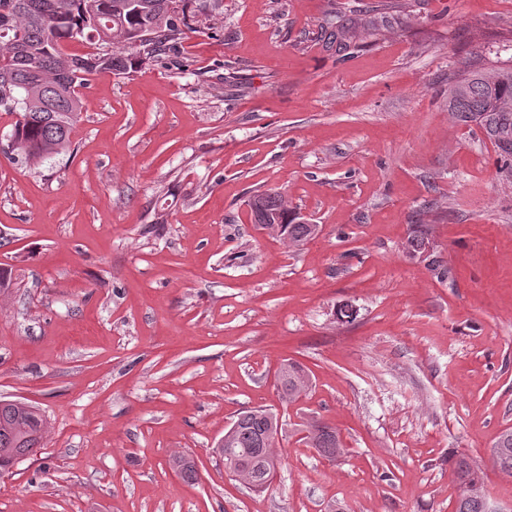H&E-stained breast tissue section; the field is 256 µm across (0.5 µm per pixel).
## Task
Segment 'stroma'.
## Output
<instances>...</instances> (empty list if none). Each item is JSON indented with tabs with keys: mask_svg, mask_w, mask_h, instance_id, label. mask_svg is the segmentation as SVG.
<instances>
[{
	"mask_svg": "<svg viewBox=\"0 0 512 512\" xmlns=\"http://www.w3.org/2000/svg\"><path fill=\"white\" fill-rule=\"evenodd\" d=\"M334 3L224 0L184 69L91 77L70 152H0V398L47 419L0 512H455L459 455L512 507L490 453L512 428V179L443 97L451 72L512 65V0H411L344 60L318 40ZM257 190L316 237L260 231ZM417 224L448 278L409 255ZM286 359L311 379L292 404ZM258 406L281 430L252 492L213 449ZM317 421L336 459L302 443Z\"/></svg>",
	"mask_w": 512,
	"mask_h": 512,
	"instance_id": "1",
	"label": "stroma"
}]
</instances>
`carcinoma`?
Returning <instances> with one entry per match:
<instances>
[{
	"mask_svg": "<svg viewBox=\"0 0 512 512\" xmlns=\"http://www.w3.org/2000/svg\"><path fill=\"white\" fill-rule=\"evenodd\" d=\"M0 0V108L15 114L10 136L12 150L27 161L43 162L71 147V133L82 109L74 88L101 74L129 75L162 52H173L187 26V13L219 15L223 0ZM408 4L381 0L372 6L368 25L383 22L386 11L405 10ZM362 26L332 9L320 25V41L343 59L351 50L347 32ZM82 40L96 47L100 41L109 52L69 54L66 44ZM448 112L459 123H474L491 143L500 172L512 179V67L489 72L468 67L448 75ZM255 223L283 224L280 237L294 246L314 238L318 225L300 222L277 193L260 192L248 200ZM427 230L418 224L408 240L411 254L424 252ZM282 396L294 401L309 387V376L290 361L280 368ZM47 421L40 409L28 402L0 398V475L35 456L41 448ZM279 420L259 408L237 414L233 430L214 449L224 462L241 469L260 489L273 468L275 434ZM306 443L329 459L341 453L335 428L325 423L310 426ZM492 459L500 470L512 474V429L494 442ZM173 470L185 481L198 480L197 464L187 454L171 459ZM452 475L465 486L455 512H491L478 465L460 455Z\"/></svg>",
	"mask_w": 512,
	"mask_h": 512,
	"instance_id": "1",
	"label": "carcinoma"
}]
</instances>
